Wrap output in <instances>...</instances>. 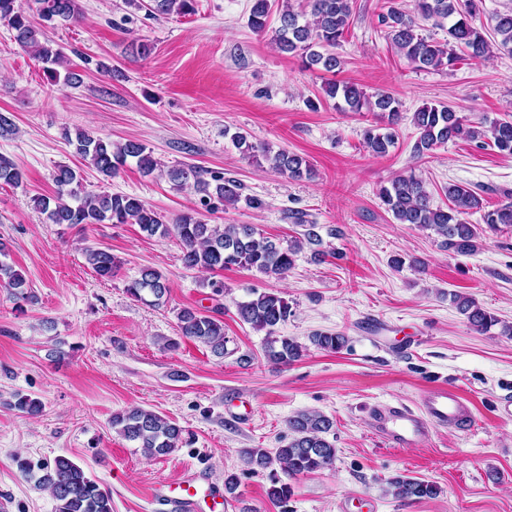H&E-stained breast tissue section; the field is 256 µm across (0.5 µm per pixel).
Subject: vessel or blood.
<instances>
[{"label": "vessel or blood", "instance_id": "vessel-or-blood-1", "mask_svg": "<svg viewBox=\"0 0 512 512\" xmlns=\"http://www.w3.org/2000/svg\"><path fill=\"white\" fill-rule=\"evenodd\" d=\"M471 420L472 414L458 390L439 385L424 393L421 413L403 407L380 411L375 416L374 429L389 443L408 446L423 442L432 425L448 422L467 425ZM218 497L205 477L197 473L165 489V498L174 512H215Z\"/></svg>", "mask_w": 512, "mask_h": 512}]
</instances>
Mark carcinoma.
Instances as JSON below:
<instances>
[{"instance_id":"carcinoma-1","label":"carcinoma","mask_w":512,"mask_h":512,"mask_svg":"<svg viewBox=\"0 0 512 512\" xmlns=\"http://www.w3.org/2000/svg\"><path fill=\"white\" fill-rule=\"evenodd\" d=\"M353 0H305L294 8L290 0H252L248 26L257 34L268 32L272 7L278 6L280 25L273 31V42L278 50L300 59L306 70L334 73L340 70L342 60L335 52L348 30ZM38 15L43 24L36 25L24 9L21 0H0V21L7 22L14 31L15 42L33 52L45 64V74L51 81L59 79L75 84L80 75L66 71L60 75L57 66L65 58L63 47L45 36L44 26L55 22L76 20L80 16L77 0H37ZM196 11V0H149L148 14L154 18L172 13L189 15ZM484 12L483 0H415V13L405 11L399 0H387V11L379 15L380 24L387 28L391 47L419 70H439L457 64L460 57L456 48L467 50L468 57L483 59L491 53L492 44L484 27L475 20ZM434 20L437 24L448 22V41L440 43L417 33V19ZM490 27L500 36L499 47L512 51V11L496 12L490 16ZM324 97L335 101L341 112H372L375 123L363 130V145L374 156L386 155L394 147L402 104L388 93L369 96L353 83L328 82L323 86ZM418 131L413 147L414 156L421 158L438 145L466 139L471 142L489 139V146L500 153L512 155V120H501L485 130L467 117L444 104L425 103L412 117ZM63 136L74 152L106 178L119 174L133 161L145 175L152 174L161 164L144 143L138 140L112 142L89 131L64 130ZM235 147L243 156L255 161L265 160L278 173L294 180H309L315 171L310 163L298 154L285 149L273 150L266 143H254L247 136L236 132L232 135ZM166 176L175 186L193 184L203 194L202 201L215 198L224 205H258V200L243 194V184L234 178L211 176L207 181L202 171L194 166L173 167ZM23 172L15 162L0 155V185L17 186ZM57 195L37 197L35 207L47 216L52 224L68 226L86 224H137L149 237L173 238L182 250V263L189 269L222 271L229 267L255 269L268 277L281 278L294 267L295 258L304 245L315 247L312 255L322 260L326 252L320 249L323 240L318 225L309 224L306 214L300 211L289 214L293 223L305 228L303 237L292 240L287 246L276 244L257 234L248 224H206L188 211L169 222L163 215L150 208L135 195L124 193L87 192L75 204L64 196H75L71 185L77 181L76 172L62 166L54 176ZM214 191H209L210 182ZM449 205H433L430 192L421 176L411 170L393 178L378 190V198L399 224H413L432 230L442 238V245L459 253H472L477 248V227L468 222L473 211H483L482 223L492 232L512 227V202L483 210L480 196L471 188L450 183L445 188ZM0 284L15 290L19 299L31 301L34 295L25 291L24 276L1 259ZM84 256L92 270L101 278L112 277L119 264L111 252L87 246ZM126 294L135 301L157 306L169 293L165 277L157 270L144 268L138 277L125 287ZM460 313L466 316L471 327L484 332L499 324L493 314L467 296L454 295ZM239 318L257 331L265 332L264 356L274 365H288L300 360L307 346L295 338L281 336L278 328L294 316V309L279 292H257L255 298L237 304ZM182 336L208 346L211 352L224 356L227 337L224 320L197 308L184 307L177 312ZM310 342L317 348L336 352L344 347L346 337L341 333L316 332ZM10 406L34 416L42 411V402L28 395L18 394ZM112 429L122 438L134 442L149 457L166 456L183 443V429L175 422L153 412L134 407L112 414ZM333 428L328 416L317 412H301L288 419V441L275 453L264 448H244L240 451L243 468L241 473L224 475V491L235 493L240 475L257 470L268 471L270 485L266 497L278 512H293L290 503L294 487L278 475L283 472L290 478L320 471L332 465L337 449L327 439ZM20 471L36 480L55 501V512H112L109 491L89 477L83 467L71 459L58 456L51 461L36 464L18 458ZM388 492L401 499L435 498L441 493L438 485L397 474L387 481Z\"/></svg>"}]
</instances>
